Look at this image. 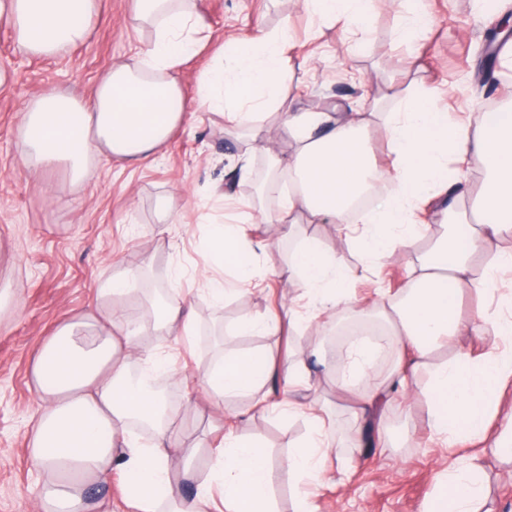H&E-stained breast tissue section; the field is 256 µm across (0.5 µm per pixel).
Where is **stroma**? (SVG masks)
<instances>
[{"mask_svg":"<svg viewBox=\"0 0 512 512\" xmlns=\"http://www.w3.org/2000/svg\"><path fill=\"white\" fill-rule=\"evenodd\" d=\"M433 15L430 32L415 44L399 41L405 15L390 0H375L366 20L362 45L349 37L345 20H323L308 14L302 0H198L210 30L207 48L186 59L179 70L188 96H195L199 75L214 66L217 49L230 38L253 35L257 28L290 24V54L309 73L305 88L287 80L293 108L316 111L327 103L345 109L361 96L385 89L391 79H417L420 86L447 96L453 114L473 112L481 101H512V80H486V64L494 51L487 32L498 21L474 6L473 0H427ZM133 0H101L89 39L53 57L22 53L9 23L0 22V267L11 269L0 281L9 300L0 302V512H35L33 489L40 478L29 460V429L39 410L32 367L42 341L61 322L85 313L96 303L97 290L124 270H135L131 281L140 301L129 315L144 321L143 343L171 365L163 384L180 407L183 447L199 451L193 465L205 474L208 450L231 421L237 434L259 440L277 472L272 491L275 512H295L294 490L279 471L293 446L310 425L301 412L250 411L246 397L227 398L203 407L197 384L207 367L230 353L263 347L277 365L300 360L306 387L299 403L318 406L326 432L343 454L330 465L316 503L320 512H423L436 495L449 468L479 457L488 495L486 512H512V464L499 462L481 444L447 443L428 424L419 397H394L387 424L392 442L381 448H353L356 428L351 404L336 389V334L305 328L274 336H241L237 321L246 315L275 313L287 317L298 294L296 282L275 276L294 252L297 240L261 224L276 199L256 203V181L266 179L267 157L251 138L225 131L220 114H190L153 161L138 168L101 156L82 184H74L67 164L49 170L41 184L29 182L20 164V135L25 103L54 90L91 94L112 62L147 45L148 30L133 26ZM252 158V181L233 183L231 170L243 155ZM175 200L185 214L181 224L161 220V207ZM249 209L256 234L272 246L261 266L268 289L240 292L224 306H213L201 291L199 273L208 264V226ZM340 264L355 271L353 295L366 304L395 294L407 281V259L384 258L377 270L354 245L337 246ZM163 286L172 302L190 296L195 311L193 336L155 332L146 319L150 291Z\"/></svg>","mask_w":512,"mask_h":512,"instance_id":"obj_1","label":"stroma"}]
</instances>
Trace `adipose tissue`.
<instances>
[{
    "label": "adipose tissue",
    "instance_id": "obj_1",
    "mask_svg": "<svg viewBox=\"0 0 512 512\" xmlns=\"http://www.w3.org/2000/svg\"><path fill=\"white\" fill-rule=\"evenodd\" d=\"M132 22L153 37L146 49L113 63L95 91L86 98L51 92L23 109L21 165L29 179L41 181L58 163H69L75 181L88 177L97 156L114 157L129 167L145 164L181 126L189 113L219 111L227 127L257 132L266 118L283 112L279 133L289 152L270 144L261 149L271 160L272 179L288 181V192L265 221L281 224H333L338 242L356 245L372 260L393 253L408 258V281L399 293L366 308L353 307L354 275L336 263L335 245L308 237L301 241L278 277L297 281L299 302L288 321L276 315L245 316L240 334H278L308 327L319 318H335L338 309L351 316H383L390 325L396 358L386 377L361 387L366 373L360 343L339 354L343 374L337 380L353 402L364 429L355 442L368 443L366 432L381 426L394 388L408 390L419 365L444 347L451 362L436 369L424 394L429 423L439 435L458 442L477 440L512 462V441L493 434L492 416L512 415V291L496 288V272L512 263L502 249L512 237V107L495 121L471 113L460 121L438 104L434 91L424 90L391 101L374 95L371 103L338 111H282L281 92L297 67L288 54L289 26L258 29L251 39L231 40L224 63L202 74L196 97H188L179 81L184 59L209 40V27L194 0H134ZM323 19L344 17L352 38H359L371 0H303ZM100 0H0V18L10 22L19 48L31 55L54 56L84 42L99 13ZM385 142L391 165H378L369 147L370 132ZM475 164L483 177L467 193L448 182L449 163ZM389 179L396 191L373 198L369 207L351 211L355 196L374 181ZM436 204L443 216L442 233L431 249L418 253L424 224L418 215ZM251 214L233 223L212 225L206 248L210 265L203 281L214 305L243 289L260 290L257 275L267 239L248 231ZM469 227L460 242L458 225ZM132 272L120 273L99 289L111 303L97 313L74 316L47 336L33 366V380L42 403L30 432L33 464L45 475L36 489L39 512H95L82 496L85 484L112 472L122 476L121 495L128 512H274L271 487L274 471L263 445L225 430L211 449L209 468L192 497L181 491L184 471L175 479V460L192 459L197 451L177 445L172 428L179 410L161 393L147 388L131 366L153 359L137 343L140 334L122 305ZM480 299L477 316L464 318V294ZM494 334L484 338L480 354L458 346V337L482 336L483 325ZM304 373L301 364L276 369L266 351L225 356L204 371L199 383L211 398L253 397L254 411L271 410L269 390L281 382L290 396ZM150 423L152 437L132 435L133 419ZM314 431L289 452L284 466L293 479L305 512H317L314 491L328 473L332 448L318 413H310ZM220 487L214 501L212 487ZM484 497L481 468L469 463L449 471L438 495L425 512H479Z\"/></svg>",
    "mask_w": 512,
    "mask_h": 512
}]
</instances>
